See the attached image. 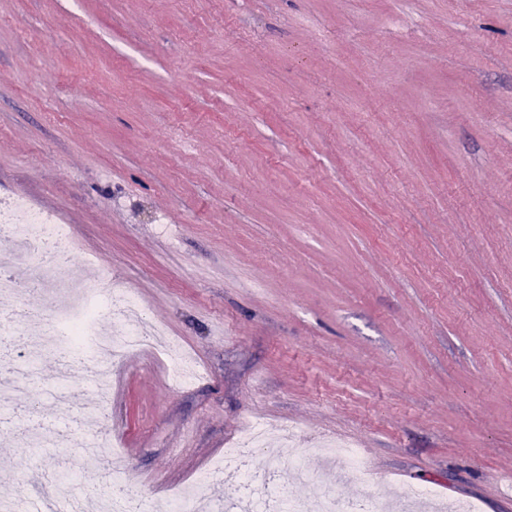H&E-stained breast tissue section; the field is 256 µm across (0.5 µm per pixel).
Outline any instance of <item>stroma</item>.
<instances>
[{
  "mask_svg": "<svg viewBox=\"0 0 512 512\" xmlns=\"http://www.w3.org/2000/svg\"><path fill=\"white\" fill-rule=\"evenodd\" d=\"M12 194L75 233L54 282L119 278L200 376L109 360L108 392L79 367L71 404L0 408V488L217 504L262 423L351 443L383 504L512 512V0H0ZM51 296L15 299L0 376L53 384ZM94 408L120 451L88 467ZM47 427L70 443L24 448ZM265 435L261 430H252L247 433L238 444L237 448H233L224 454V467H229L237 463L246 454L255 448L266 447Z\"/></svg>",
  "mask_w": 512,
  "mask_h": 512,
  "instance_id": "1",
  "label": "stroma"
}]
</instances>
